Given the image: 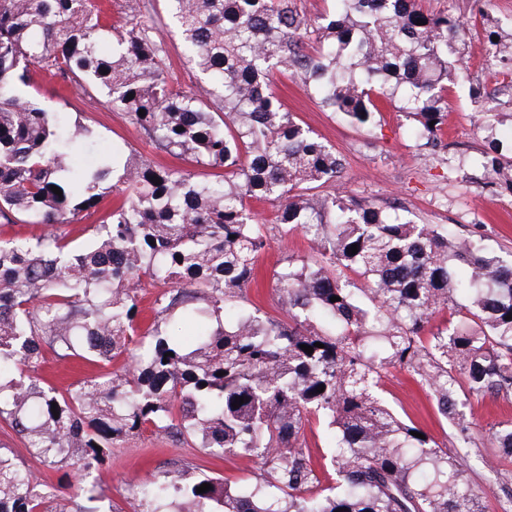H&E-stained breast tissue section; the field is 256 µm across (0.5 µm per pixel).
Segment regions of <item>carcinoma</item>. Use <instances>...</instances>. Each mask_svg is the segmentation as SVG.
<instances>
[{"label": "carcinoma", "instance_id": "cac0c4a2", "mask_svg": "<svg viewBox=\"0 0 512 512\" xmlns=\"http://www.w3.org/2000/svg\"><path fill=\"white\" fill-rule=\"evenodd\" d=\"M167 4L197 79L189 91L171 88L167 45L154 21L139 18L137 0L122 5L132 18L120 29L100 0H0V219L71 224L118 198L85 247L57 231L0 243V419L45 466L75 454L89 474L117 441L149 429L214 456L245 452L268 474L248 491L157 474L134 489L140 512H483L465 455L411 435L421 429L376 389L389 366L418 377L459 426V442L472 443L459 420L469 397L512 394V264L443 225L393 217L339 190L342 160L282 110L271 80L273 69L290 70L358 127L380 112L377 99L398 98L417 121L414 139L435 147L448 80L465 60L463 22L416 0H336L334 13L313 20L294 0ZM312 30L317 56L303 41ZM484 31L496 84L470 89L482 111L512 89V37L491 24ZM36 69L125 113L155 149L191 157L212 179L133 155L120 169L112 154L64 163L75 146L63 113L23 91ZM481 130L487 167L512 187V155L492 127ZM315 183L327 190L311 193ZM251 199L278 202L275 223L304 232L313 255L276 277L285 318L248 313L227 325L224 307L245 297L269 244ZM146 283L160 287L157 313L201 318L194 348L156 323L141 327ZM449 305L453 326L424 335ZM47 350L126 364L61 394L22 375ZM313 416L338 438L322 466L306 450ZM492 440L512 459V422L493 428ZM204 483L211 489L197 492ZM94 501L61 506L0 446V512H97Z\"/></svg>", "mask_w": 512, "mask_h": 512}]
</instances>
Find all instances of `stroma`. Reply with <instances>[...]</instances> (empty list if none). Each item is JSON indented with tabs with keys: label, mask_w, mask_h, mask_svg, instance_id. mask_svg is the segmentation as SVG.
I'll return each mask as SVG.
<instances>
[{
	"label": "stroma",
	"mask_w": 512,
	"mask_h": 512,
	"mask_svg": "<svg viewBox=\"0 0 512 512\" xmlns=\"http://www.w3.org/2000/svg\"><path fill=\"white\" fill-rule=\"evenodd\" d=\"M421 5L432 12L452 10L471 25L466 47L469 69L466 78L452 85L448 94L441 147L433 149L414 140L411 131L415 122L397 105L386 106L374 125L358 128L340 114L324 109L299 79L275 74L274 89L284 111L336 150L343 161L341 183L349 193L374 201L393 216L421 224H445L459 236L481 238L486 252L512 262V190L488 185L489 175L483 166L485 142L477 130V117L468 96L469 87L490 90L495 86L483 65L481 19L489 17L503 33L511 34L512 0H421ZM35 85L42 99L66 114L76 142L86 140L82 132L87 129L92 133L88 140L95 148H117L122 154L143 156L162 166L205 174V166L156 150L125 113L89 103L75 88L56 79L39 77ZM253 208L273 242L257 259V286L248 288L245 299L226 306L224 320L228 323L252 305L258 306L264 316L282 318L273 274L311 251L301 232L287 233L274 224L276 203L257 202ZM379 395L386 406L400 417L411 419L440 447L454 448V427L438 413L426 387L408 372L394 367L384 370ZM464 412L475 422L470 477L481 491L484 512H502L505 495L494 469L505 459L493 447L489 433L496 423L512 420V398H473ZM176 468L184 469L187 478L206 474L224 479L235 489L265 480L263 470L251 457L227 453L217 458L180 438L161 439L145 432L113 448L111 457L91 475L89 483L101 512L111 507L119 512H139L133 481Z\"/></svg>",
	"instance_id": "35a3bbf8"
}]
</instances>
